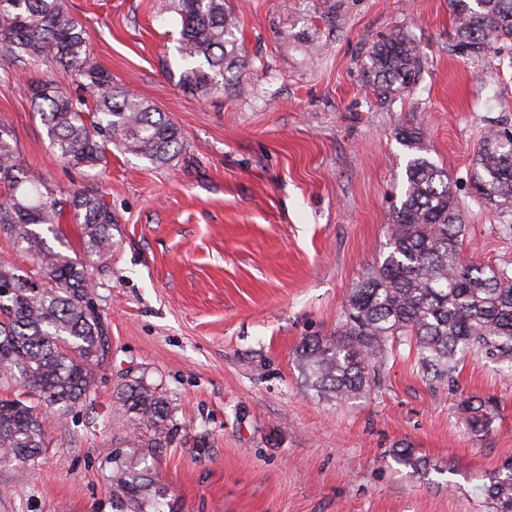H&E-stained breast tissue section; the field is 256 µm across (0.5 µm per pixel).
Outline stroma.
Returning a JSON list of instances; mask_svg holds the SVG:
<instances>
[{"mask_svg":"<svg viewBox=\"0 0 512 512\" xmlns=\"http://www.w3.org/2000/svg\"><path fill=\"white\" fill-rule=\"evenodd\" d=\"M247 67L224 93L183 92L181 21L169 0H66L91 60L177 125L183 149L157 166L122 150L74 167L51 148L31 86L75 78L0 50V119L23 172L60 197L112 208V250L92 277L109 354L93 410L43 416L37 466L0 464V512H118L112 456L149 467L163 512H488L479 491L512 461V376L474 355L453 382L426 379L401 349L370 393L319 399L296 349L330 335L385 251L419 132L463 209L467 259L512 272V214L478 198L472 159L488 128L512 127V41L455 49L448 0H231ZM399 34L422 67L383 99L364 84L372 45ZM140 380L168 403L161 447L115 406ZM492 399L488 433L461 403ZM409 446L417 470L396 465Z\"/></svg>","mask_w":512,"mask_h":512,"instance_id":"1","label":"stroma"}]
</instances>
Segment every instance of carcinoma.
<instances>
[{"label": "carcinoma", "mask_w": 512, "mask_h": 512, "mask_svg": "<svg viewBox=\"0 0 512 512\" xmlns=\"http://www.w3.org/2000/svg\"><path fill=\"white\" fill-rule=\"evenodd\" d=\"M181 20L178 53L187 67L178 84L192 94L224 93L227 74L241 69L230 0H172ZM461 55L481 54L512 39V0H448ZM0 45L36 64L50 62L86 80L94 111L62 85L41 86L34 105L50 146L76 167L107 162L110 146L149 163L173 161L181 148L175 123L131 90L114 85L89 57L87 33L65 0H0ZM416 47L395 34L368 54L364 79L388 98L415 84ZM474 183L490 210L512 212V128L489 129L474 156ZM404 200L392 215L383 260L347 296L332 336L304 339L297 352L306 385L320 398L346 402L370 391L389 349L406 346L423 375L450 380L458 363L477 353L512 371V274L464 258V216L448 173L415 154L406 165ZM80 226L83 256L66 245L65 210ZM112 209L103 197L77 192L57 197L48 182L24 175L9 125L0 121V233L27 257L28 270L0 262V379L21 392L0 397V458L35 466L45 450L37 399L67 413L94 393L95 368L108 356V329L90 298L97 261L112 247ZM117 404L133 430L161 444L172 416L166 401L140 381L126 385ZM470 431L484 434L493 407L463 402ZM112 486L125 512H159L166 490L147 471L112 466ZM489 512H512V464L480 486Z\"/></svg>", "instance_id": "cac0c4a2"}]
</instances>
